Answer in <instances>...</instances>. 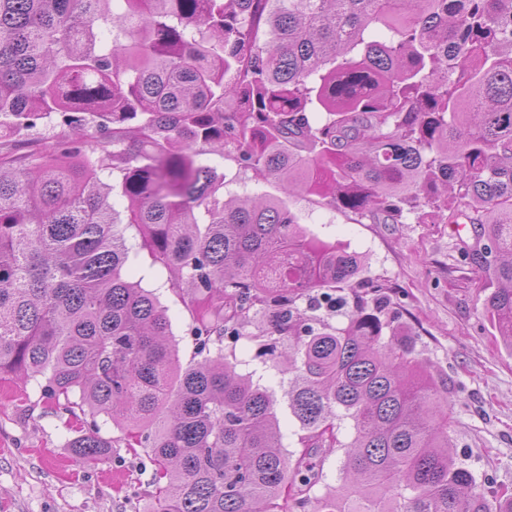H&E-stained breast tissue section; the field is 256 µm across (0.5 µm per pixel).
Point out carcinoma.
<instances>
[{
    "label": "carcinoma",
    "mask_w": 512,
    "mask_h": 512,
    "mask_svg": "<svg viewBox=\"0 0 512 512\" xmlns=\"http://www.w3.org/2000/svg\"><path fill=\"white\" fill-rule=\"evenodd\" d=\"M206 146L284 196L224 199ZM115 190L190 312L185 366L123 275ZM297 195L359 222L468 210L512 350V0H0V379L43 377L80 411L86 463L112 450L96 416L126 426L155 465L149 512H512L451 455L448 388L383 285L299 223ZM348 293L345 327L314 315ZM258 316L295 459L274 394L224 354ZM338 448L339 490L312 494Z\"/></svg>",
    "instance_id": "cac0c4a2"
}]
</instances>
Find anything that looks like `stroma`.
<instances>
[{
    "label": "stroma",
    "mask_w": 512,
    "mask_h": 512,
    "mask_svg": "<svg viewBox=\"0 0 512 512\" xmlns=\"http://www.w3.org/2000/svg\"><path fill=\"white\" fill-rule=\"evenodd\" d=\"M224 179L225 196H280L273 183H256L250 170L206 154ZM300 224L319 238L358 253L362 275L385 288L388 312L400 334L415 343L427 369L448 388L454 411L451 432L456 460L474 475L486 494L512 493V351L504 346L487 312L489 290L466 253L480 231L473 225L356 222L315 204L291 199ZM124 235L133 247L128 278L151 290L170 319L181 363L194 356L191 316L169 273L154 264L136 227ZM249 335L235 346L240 373L273 390L287 451L299 452V426L284 395L288 377L259 355ZM41 379L0 381V512H145L154 492V466L144 449L125 445V431L107 416L97 421L112 441V454L84 465L70 446L74 418L48 399Z\"/></svg>",
    "instance_id": "35a3bbf8"
}]
</instances>
